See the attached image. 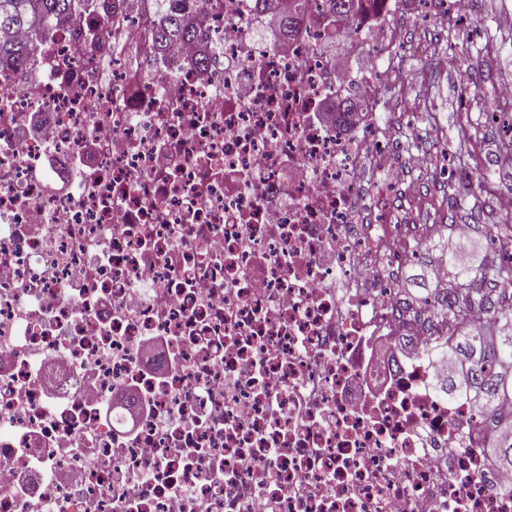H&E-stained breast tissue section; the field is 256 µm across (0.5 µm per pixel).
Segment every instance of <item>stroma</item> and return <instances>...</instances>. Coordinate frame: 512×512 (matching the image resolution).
I'll list each match as a JSON object with an SVG mask.
<instances>
[{"label":"stroma","mask_w":512,"mask_h":512,"mask_svg":"<svg viewBox=\"0 0 512 512\" xmlns=\"http://www.w3.org/2000/svg\"><path fill=\"white\" fill-rule=\"evenodd\" d=\"M472 2L466 18L445 15L442 0L421 15L403 8L395 22L407 37L393 48L397 65L384 69L376 83L383 101L377 123L403 152V180L390 189L392 222L407 238L428 236L423 255L397 273L406 308L424 316L435 298L427 272L447 261L453 225H471L477 258L501 257L489 246L488 232L506 221L496 200L512 174V157L499 149L512 130V103L495 96L499 83L512 81V31L497 20L512 10V0ZM447 53L457 59L455 70L436 62ZM454 171L487 178L458 184L450 177Z\"/></svg>","instance_id":"35a3bbf8"}]
</instances>
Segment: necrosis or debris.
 <instances>
[{
    "label": "necrosis or debris",
    "mask_w": 512,
    "mask_h": 512,
    "mask_svg": "<svg viewBox=\"0 0 512 512\" xmlns=\"http://www.w3.org/2000/svg\"><path fill=\"white\" fill-rule=\"evenodd\" d=\"M402 0L326 32L324 0H75L0 71V512H512V472L448 399L446 326L359 217L397 164L372 71ZM303 12L299 33L271 17ZM356 98L358 111L335 116ZM165 348L151 365L150 340ZM171 1V2H168ZM162 21L158 38L162 43L188 42L195 37L191 16H196L197 0H155ZM370 43V48L368 45H364V49H360L359 51L352 53L346 47L338 46L337 44L327 43V48L325 53L331 59H333L336 65L341 69H355L359 68H368L369 66V57L368 50H372V46H375V43L368 39L367 41Z\"/></svg>",
    "instance_id": "1"
}]
</instances>
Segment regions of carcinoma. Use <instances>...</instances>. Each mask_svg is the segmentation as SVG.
Masks as SVG:
<instances>
[{"label":"carcinoma","instance_id":"carcinoma-1","mask_svg":"<svg viewBox=\"0 0 512 512\" xmlns=\"http://www.w3.org/2000/svg\"><path fill=\"white\" fill-rule=\"evenodd\" d=\"M74 0H0V66L21 67L29 58L32 45L18 38L24 30L38 31L70 9ZM162 14L158 30L161 42H188L195 37L191 17L197 13V0H155ZM362 0H325L323 18L335 25L353 15ZM452 253L448 279L455 283L451 300L440 304L436 321L453 329L440 348L448 360V374L438 381L440 391L450 399L462 397L482 414L485 427L494 434L486 454L503 470H512V307L506 305L505 291L492 297L493 287L512 285V266L486 264L480 277ZM473 308L485 310L494 320L491 333H485L465 320Z\"/></svg>","mask_w":512,"mask_h":512}]
</instances>
